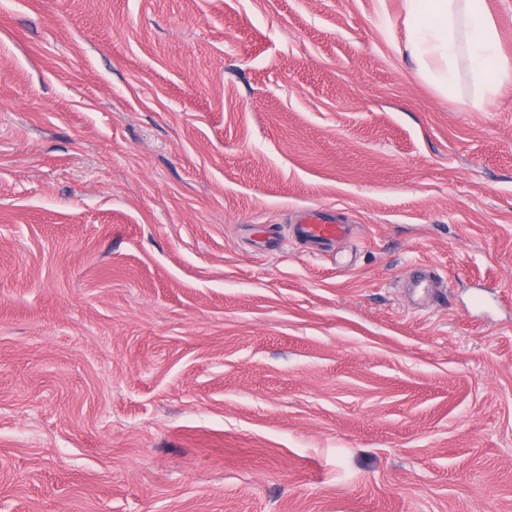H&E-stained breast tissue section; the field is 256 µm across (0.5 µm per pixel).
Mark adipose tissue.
Wrapping results in <instances>:
<instances>
[{
	"label": "adipose tissue",
	"mask_w": 512,
	"mask_h": 512,
	"mask_svg": "<svg viewBox=\"0 0 512 512\" xmlns=\"http://www.w3.org/2000/svg\"><path fill=\"white\" fill-rule=\"evenodd\" d=\"M407 44L421 76L451 92L466 63L476 88L475 106L491 105L512 86V57L502 53L486 0H404Z\"/></svg>",
	"instance_id": "obj_1"
}]
</instances>
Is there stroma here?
<instances>
[{
    "label": "stroma",
    "instance_id": "stroma-1",
    "mask_svg": "<svg viewBox=\"0 0 512 512\" xmlns=\"http://www.w3.org/2000/svg\"><path fill=\"white\" fill-rule=\"evenodd\" d=\"M405 41L404 0H0V512H512V87ZM350 227L335 208L317 206L306 210L290 232L310 253L322 256L347 237ZM403 287L409 288L411 293L416 296L432 293L433 288H442V283L434 270L426 265H420L405 277Z\"/></svg>",
    "mask_w": 512,
    "mask_h": 512
}]
</instances>
